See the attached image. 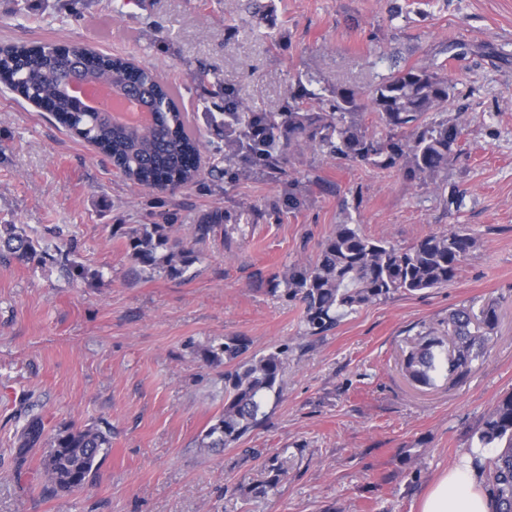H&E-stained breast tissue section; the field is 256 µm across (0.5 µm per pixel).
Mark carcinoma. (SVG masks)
Masks as SVG:
<instances>
[{"label":"carcinoma","instance_id":"cac0c4a2","mask_svg":"<svg viewBox=\"0 0 512 512\" xmlns=\"http://www.w3.org/2000/svg\"><path fill=\"white\" fill-rule=\"evenodd\" d=\"M83 83H99L118 93L137 91L149 108L152 123L137 128L115 124L112 115L95 108H80L69 92L74 76ZM0 83L34 102H45L72 135L94 147L120 175L160 193H173L196 181L203 142L188 113L175 101L178 88L166 84L151 67L122 55L82 52L72 46L61 50L53 44L29 47L0 45ZM458 82L436 66H405L391 71L364 98L350 84H329L311 77L297 78L281 112H254L235 101L216 82L214 112L204 116L224 131V159L245 152L262 164L277 161L302 143L331 157L379 169H396L412 179L433 178L462 155V128L444 117L454 101ZM372 112L385 130L370 135L360 117ZM161 224H140L124 232L127 255L152 276L172 278L186 273L199 256L193 245L171 235L169 217ZM213 212L194 227V239L203 240L223 222ZM474 238L467 229L433 233L406 249L363 234L356 224H339L322 244L314 264L294 266L283 278H271L284 286V296L302 305L303 322L316 335L336 328L351 312L397 292L442 288L454 281ZM42 263L53 259L15 224L0 225V259ZM498 323L494 305L473 319L465 307L448 314L452 349L429 333L418 335L404 355L403 366L414 382L428 386L435 376L460 377L489 346ZM246 336H226L205 358L224 365V410L201 438L203 448H227L241 443L266 417L267 400L282 391L287 349L266 354L250 353ZM37 419L25 424L19 447L48 446L44 459L46 482L54 492H71L84 486L110 448V437L100 429H60L44 437ZM482 448H495L490 459L473 457V467L484 477L493 512H512V394L500 399L478 432ZM265 479L250 487L256 496L266 495L286 474L278 457L268 458Z\"/></svg>","mask_w":512,"mask_h":512}]
</instances>
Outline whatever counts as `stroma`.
<instances>
[{"label":"stroma","instance_id":"1","mask_svg":"<svg viewBox=\"0 0 512 512\" xmlns=\"http://www.w3.org/2000/svg\"><path fill=\"white\" fill-rule=\"evenodd\" d=\"M0 0V44H81L155 67L179 88L204 157L223 147L203 115L204 68L262 112L283 111L297 76L368 93L393 63L444 65L460 96L462 157L436 180L302 147L273 166L242 159L222 180L160 194L125 180L48 113L0 88V225L41 250L76 242L86 277L50 262L0 264V512H419L430 484L472 454L484 419L512 392V0ZM221 212L202 241L193 228ZM169 216L200 260L183 276L137 274L119 227ZM407 248L464 227L476 244L444 288L399 292L307 334L299 302L269 278L313 264L337 225ZM492 304L498 324L461 378L411 382L413 338L446 336L460 307ZM287 349L283 391L245 446L199 441L224 409L225 337ZM46 432L97 427L111 448L72 494L45 493L46 444L19 451L31 419ZM286 478L250 494L266 457Z\"/></svg>","mask_w":512,"mask_h":512}]
</instances>
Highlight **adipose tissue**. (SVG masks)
I'll return each mask as SVG.
<instances>
[{"mask_svg":"<svg viewBox=\"0 0 512 512\" xmlns=\"http://www.w3.org/2000/svg\"><path fill=\"white\" fill-rule=\"evenodd\" d=\"M419 512H491L484 482L470 461L440 474L424 496Z\"/></svg>","mask_w":512,"mask_h":512,"instance_id":"adipose-tissue-1","label":"adipose tissue"}]
</instances>
